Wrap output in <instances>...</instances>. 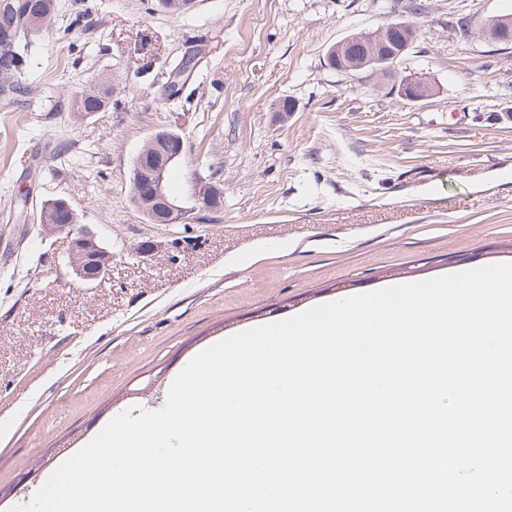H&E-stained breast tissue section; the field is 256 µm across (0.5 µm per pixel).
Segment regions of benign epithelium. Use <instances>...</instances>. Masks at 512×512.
<instances>
[{
  "instance_id": "7a95c632",
  "label": "benign epithelium",
  "mask_w": 512,
  "mask_h": 512,
  "mask_svg": "<svg viewBox=\"0 0 512 512\" xmlns=\"http://www.w3.org/2000/svg\"><path fill=\"white\" fill-rule=\"evenodd\" d=\"M414 39V26L396 18L379 27L377 34L370 39L361 34L347 36L329 50L328 58L331 63L349 71L369 68L376 73L393 72ZM397 89L410 101L432 96V84L418 76L403 77ZM182 147V138L174 128H158L146 139L132 169L135 205L154 224H184L191 212L190 208L180 205L166 191V176L172 167L180 163ZM192 197L213 204L220 199L221 191L211 182H196L193 184ZM39 221L45 230L64 233L70 238L71 268L79 280L95 283L106 279L112 264V252L99 244L93 232L83 229L75 234L70 220L49 221L43 209L40 210Z\"/></svg>"
}]
</instances>
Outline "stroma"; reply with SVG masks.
<instances>
[{
  "label": "stroma",
  "instance_id": "35a3bbf8",
  "mask_svg": "<svg viewBox=\"0 0 512 512\" xmlns=\"http://www.w3.org/2000/svg\"><path fill=\"white\" fill-rule=\"evenodd\" d=\"M64 0L83 20L62 48L34 39L0 79V512L114 417L164 402L200 351L340 296L512 263V45L451 25L512 0ZM400 17L417 38L396 76L330 69L331 46ZM197 51L188 95L173 63ZM436 89L403 99L397 76ZM106 84L105 111L76 93ZM290 112L279 111L283 99ZM182 116L172 184H217L219 208L160 225L132 201L146 138ZM63 198L112 253L105 282L69 267L36 219Z\"/></svg>",
  "mask_w": 512,
  "mask_h": 512
}]
</instances>
